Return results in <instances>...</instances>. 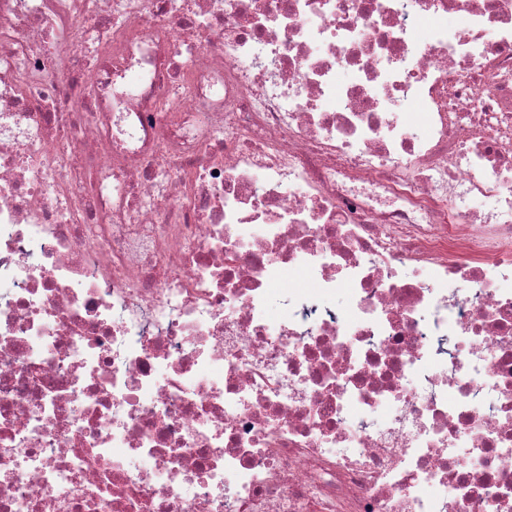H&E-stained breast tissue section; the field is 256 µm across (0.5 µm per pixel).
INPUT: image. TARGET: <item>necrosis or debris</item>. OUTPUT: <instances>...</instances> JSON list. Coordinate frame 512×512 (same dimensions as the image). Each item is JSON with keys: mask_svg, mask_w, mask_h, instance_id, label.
<instances>
[{"mask_svg": "<svg viewBox=\"0 0 512 512\" xmlns=\"http://www.w3.org/2000/svg\"><path fill=\"white\" fill-rule=\"evenodd\" d=\"M491 500L512 0H0V512Z\"/></svg>", "mask_w": 512, "mask_h": 512, "instance_id": "4bbe7bcc", "label": "necrosis or debris"}]
</instances>
